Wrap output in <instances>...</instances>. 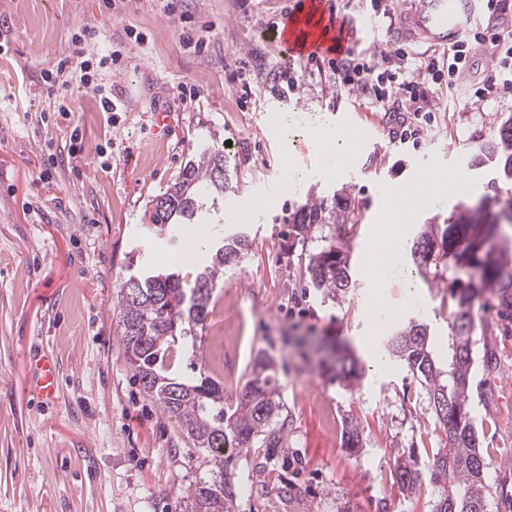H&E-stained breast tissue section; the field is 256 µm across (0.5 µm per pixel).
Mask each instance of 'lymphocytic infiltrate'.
Instances as JSON below:
<instances>
[{
	"mask_svg": "<svg viewBox=\"0 0 512 512\" xmlns=\"http://www.w3.org/2000/svg\"><path fill=\"white\" fill-rule=\"evenodd\" d=\"M486 46L494 66L481 86L474 88L459 104L460 110L472 108L501 88L512 87V30L475 29L468 39L449 47L447 56L417 57L404 45L394 50L370 56H358L346 51L340 57L329 59L327 66L338 76L344 90L366 96L380 112L412 113V120L403 121L396 134L397 142L417 141L424 124L430 123L429 113L420 105L421 86L429 81L455 78L459 71L469 67V42Z\"/></svg>",
	"mask_w": 512,
	"mask_h": 512,
	"instance_id": "1",
	"label": "lymphocytic infiltrate"
}]
</instances>
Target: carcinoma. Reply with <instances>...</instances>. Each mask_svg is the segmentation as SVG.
<instances>
[{
	"label": "carcinoma",
	"instance_id": "1",
	"mask_svg": "<svg viewBox=\"0 0 512 512\" xmlns=\"http://www.w3.org/2000/svg\"><path fill=\"white\" fill-rule=\"evenodd\" d=\"M490 167L505 184H512V116L502 121L496 136L479 147L472 166ZM229 180V160L224 151L207 147L189 161L175 182L151 201L149 221L172 239L186 241L187 249L200 251L202 264L193 286L186 287L172 267L143 266L118 285L120 340L127 363L143 393L174 416L183 438L203 451L206 473L186 492L190 512H238L232 466L237 457L253 448H277L286 438L285 405L274 373V360L259 356L246 374L235 399L224 398V386L204 373L182 376L170 350L180 344L196 357L197 329L212 313L214 286L224 270L248 250L244 234L224 236V225L214 224L206 246L186 239L180 230L199 221V199L224 197ZM349 223L343 206H329L310 199L295 214L293 233L302 242L320 235L325 242L310 256L303 274L312 287L333 295L352 287L348 260L333 244L336 227ZM512 193L506 192L499 209L492 212L477 202L454 214L444 228L422 227L413 241L411 259L421 277L431 260L448 259L456 277L450 284L455 301L448 318L447 369L439 368L429 348L428 324L423 317L409 320L388 339L386 353L404 363L424 388L436 419L448 434L429 463L430 482L436 494L434 512H488L499 495L485 481L490 466L488 450L480 447L470 413L469 387L473 372L474 303L484 294L493 299L498 315L512 320ZM336 376L349 380L360 375L355 359L334 358ZM346 447H363L358 424L343 428ZM394 483L407 494L421 486L417 461L396 458Z\"/></svg>",
	"mask_w": 512,
	"mask_h": 512
}]
</instances>
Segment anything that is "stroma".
<instances>
[{
    "label": "stroma",
    "instance_id": "stroma-1",
    "mask_svg": "<svg viewBox=\"0 0 512 512\" xmlns=\"http://www.w3.org/2000/svg\"><path fill=\"white\" fill-rule=\"evenodd\" d=\"M335 2L359 53L373 40L402 37L383 17L373 35L365 34L361 20L371 12L370 0ZM167 3L0 0V512H185V492L203 473L201 457L175 417L140 391L118 336L116 293L143 255L158 265L176 252L166 233L147 228L145 211L209 146L223 149L231 164L218 213L225 227L246 232L252 246L213 292L215 309L197 332V359L231 398L253 359L268 353L289 416L282 448L261 462L252 455L238 460L240 512H433L430 482L408 496L392 478L398 455L413 454L424 466L446 445L408 368L391 363L376 386L365 377L342 382L320 368L318 348L350 346L370 333L359 265L387 186L412 181L421 162L440 170L457 166L468 178L471 201L495 208L504 186L471 162L512 114V89L457 111L456 100L493 64L483 46H474L455 85L425 84L434 121L418 147L402 149L382 126V113L336 82L308 78L283 95L280 74L305 66L274 47L275 28L292 0H180L173 15ZM189 10L205 28L200 53L181 43L178 14ZM85 26L95 34L91 50H120V67L97 69L89 85L79 57H70L63 87L48 95L43 72L67 55ZM244 81L254 89L245 104L238 89ZM182 83L197 90L193 102L172 95ZM103 92L118 100L116 111H102ZM290 106L327 122L341 111L360 113L373 140L358 151L352 171L320 178L310 139L270 134L268 113ZM161 110L173 116L162 137L154 131ZM286 158L309 173L308 182L279 191L261 211L232 213L241 197L280 182ZM337 192L355 223L338 245L357 282L333 298L300 273L318 242L298 243L291 228L308 196L329 199ZM437 271L415 285L429 305L431 343L443 361L453 272L444 259ZM476 310L489 330L477 338L485 358L475 364L470 412L494 460L486 481L509 491L490 510L512 512V325L499 320L490 300L477 302ZM219 325L238 344L216 368L209 349ZM40 352L57 364L58 392L48 404L23 386L27 361ZM315 392L339 420L358 424L360 452L328 431L311 403Z\"/></svg>",
    "mask_w": 512,
    "mask_h": 512
}]
</instances>
